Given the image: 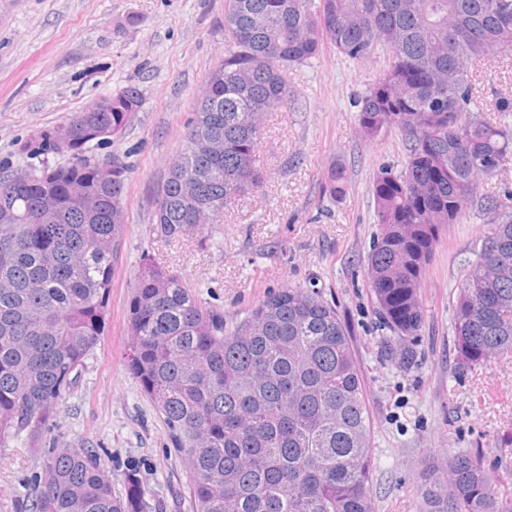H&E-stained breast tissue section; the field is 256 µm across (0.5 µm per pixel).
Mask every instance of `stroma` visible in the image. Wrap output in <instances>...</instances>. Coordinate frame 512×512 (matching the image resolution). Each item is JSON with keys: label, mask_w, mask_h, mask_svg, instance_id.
Here are the masks:
<instances>
[{"label": "stroma", "mask_w": 512, "mask_h": 512, "mask_svg": "<svg viewBox=\"0 0 512 512\" xmlns=\"http://www.w3.org/2000/svg\"><path fill=\"white\" fill-rule=\"evenodd\" d=\"M223 53L224 0H0L1 170L25 169L28 141L99 99L129 88L142 98L119 137L87 147L129 166L126 219L107 328L49 439L96 451L117 497L135 482L157 512H193L187 464L125 361L131 283L148 256L182 273L229 327L287 287L316 291L335 307L363 380L376 512H418L428 467L474 449L495 470L499 492L512 496V356L463 368L453 328V301L486 229L482 212L441 232L422 280L414 365L384 350L389 330L364 272L379 232L370 186L379 168L400 172L407 150L395 131L362 140L356 116L385 55L357 63L328 46L289 69L292 104L269 115L259 143L264 190L229 207L206 236L167 241L154 232L168 163ZM335 162L347 178L337 201L322 193ZM42 458L32 448H0V512H21Z\"/></svg>", "instance_id": "stroma-1"}]
</instances>
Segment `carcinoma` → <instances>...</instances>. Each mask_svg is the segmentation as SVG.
I'll use <instances>...</instances> for the list:
<instances>
[{
	"label": "carcinoma",
	"mask_w": 512,
	"mask_h": 512,
	"mask_svg": "<svg viewBox=\"0 0 512 512\" xmlns=\"http://www.w3.org/2000/svg\"><path fill=\"white\" fill-rule=\"evenodd\" d=\"M388 63L360 98L358 134L398 131L404 168L370 188L380 234L367 257L371 297L395 334L392 359L412 364L423 322L421 282L441 226L473 207L490 225L461 284L453 321L458 361L512 353V193L482 181L512 154V97L484 116L482 67L512 56V0H225L224 57L209 73L156 203L157 235H202L230 195L260 191L257 158L270 112L293 92L288 68L325 45ZM141 104L129 88L41 133L34 157L66 166L0 172V447L45 445L60 402L104 335L125 224L128 166L84 154L118 137ZM331 198L345 191L331 166ZM127 365L189 469L196 512H375L371 424L360 371L336 309L304 288L271 292L230 332L182 277L147 259L128 306ZM31 512H144L140 489L112 493L101 459L52 442L30 488ZM419 512H512L476 453L424 478Z\"/></svg>",
	"instance_id": "cac0c4a2"
}]
</instances>
